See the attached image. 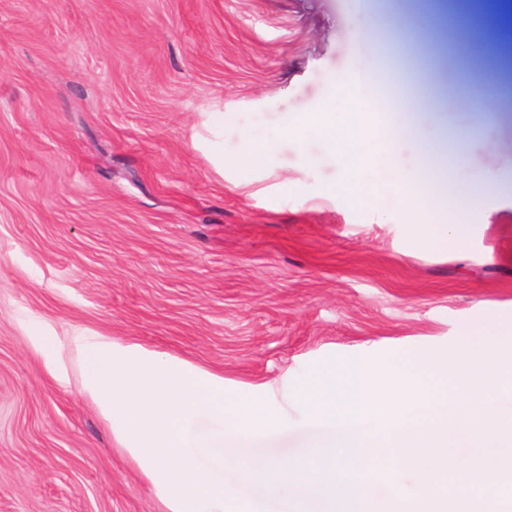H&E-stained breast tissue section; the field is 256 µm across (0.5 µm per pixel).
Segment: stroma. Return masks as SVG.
<instances>
[{"mask_svg": "<svg viewBox=\"0 0 512 512\" xmlns=\"http://www.w3.org/2000/svg\"><path fill=\"white\" fill-rule=\"evenodd\" d=\"M0 0V512H162L106 424L58 387L30 323L97 331L223 376L224 393L285 389L324 359L377 367L447 351L512 315V192L486 186L460 249L417 238L381 187L346 176L320 111L368 46L424 80L418 140L459 181L512 179V76L451 0ZM466 79L498 115L481 120ZM272 161L245 157L263 141ZM297 411L264 451L293 458Z\"/></svg>", "mask_w": 512, "mask_h": 512, "instance_id": "35a3bbf8", "label": "stroma"}]
</instances>
